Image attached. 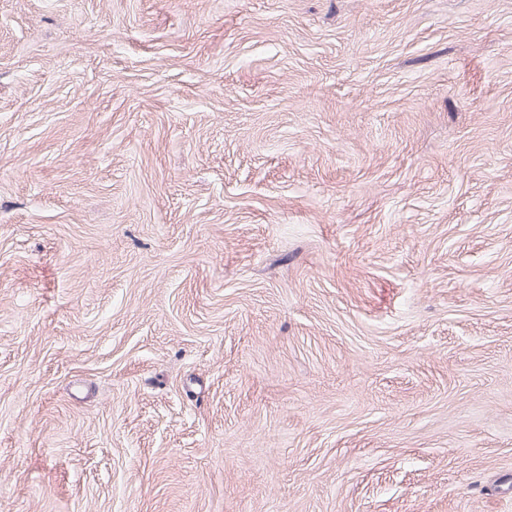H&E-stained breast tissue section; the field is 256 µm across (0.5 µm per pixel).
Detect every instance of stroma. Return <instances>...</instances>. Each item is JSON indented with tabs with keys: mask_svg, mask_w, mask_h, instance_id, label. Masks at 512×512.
Segmentation results:
<instances>
[{
	"mask_svg": "<svg viewBox=\"0 0 512 512\" xmlns=\"http://www.w3.org/2000/svg\"><path fill=\"white\" fill-rule=\"evenodd\" d=\"M0 512H512V0H0Z\"/></svg>",
	"mask_w": 512,
	"mask_h": 512,
	"instance_id": "1",
	"label": "stroma"
}]
</instances>
